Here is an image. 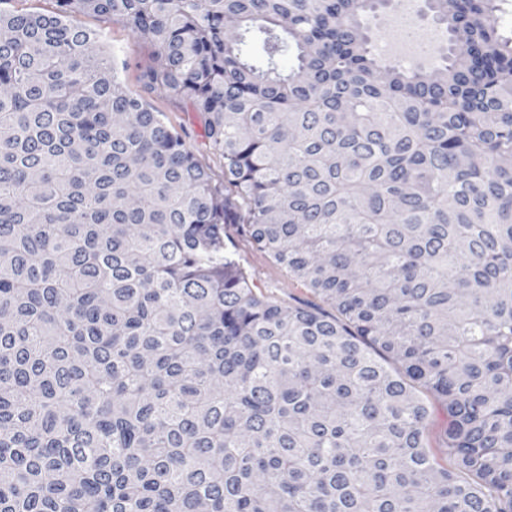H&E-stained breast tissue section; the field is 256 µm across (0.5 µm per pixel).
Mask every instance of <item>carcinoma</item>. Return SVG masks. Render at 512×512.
<instances>
[{
    "instance_id": "obj_1",
    "label": "carcinoma",
    "mask_w": 512,
    "mask_h": 512,
    "mask_svg": "<svg viewBox=\"0 0 512 512\" xmlns=\"http://www.w3.org/2000/svg\"><path fill=\"white\" fill-rule=\"evenodd\" d=\"M7 2L0 512H512L497 0H424L432 75L381 64L359 17L389 0ZM82 14L150 47L224 183ZM226 224L336 314L258 293Z\"/></svg>"
}]
</instances>
